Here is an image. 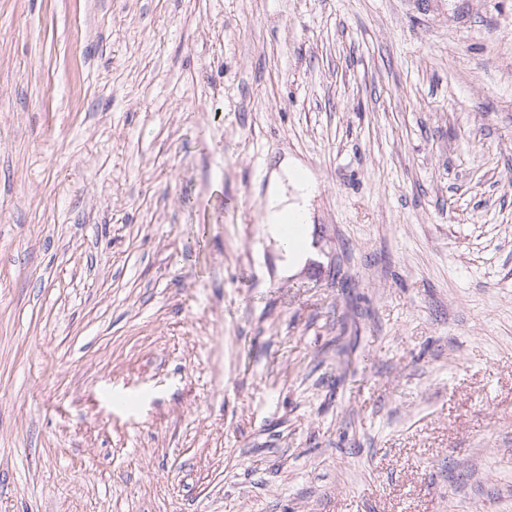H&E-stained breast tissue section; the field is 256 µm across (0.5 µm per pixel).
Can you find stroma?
<instances>
[{
	"instance_id": "1",
	"label": "stroma",
	"mask_w": 512,
	"mask_h": 512,
	"mask_svg": "<svg viewBox=\"0 0 512 512\" xmlns=\"http://www.w3.org/2000/svg\"><path fill=\"white\" fill-rule=\"evenodd\" d=\"M0 512H512V0H0ZM279 170L280 172L273 171L271 175L259 216V224H264L269 236L280 241L284 256L283 266L288 271L302 266L310 257V251L304 242L288 250L283 248L281 221L288 213H300L302 216L305 215L307 220L309 219L306 203L314 186L309 175L305 176L303 169L288 163V159H284L279 164ZM288 185L294 191L291 197L288 196Z\"/></svg>"
}]
</instances>
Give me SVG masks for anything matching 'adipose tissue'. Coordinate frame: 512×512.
<instances>
[{
    "label": "adipose tissue",
    "mask_w": 512,
    "mask_h": 512,
    "mask_svg": "<svg viewBox=\"0 0 512 512\" xmlns=\"http://www.w3.org/2000/svg\"><path fill=\"white\" fill-rule=\"evenodd\" d=\"M313 190V182L305 176L301 167L281 162L273 172L260 212L259 221L273 239H281V221L288 213H306L307 199Z\"/></svg>",
    "instance_id": "obj_1"
}]
</instances>
